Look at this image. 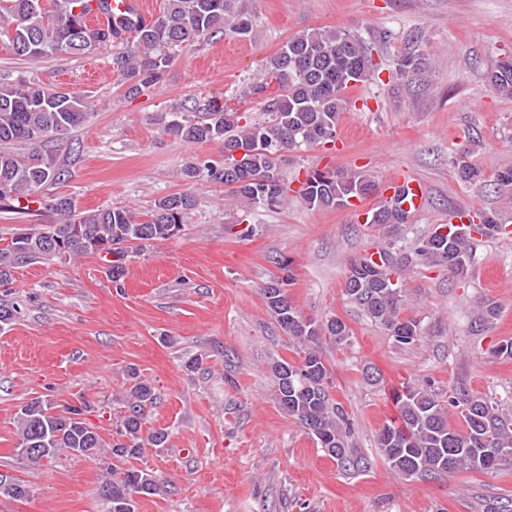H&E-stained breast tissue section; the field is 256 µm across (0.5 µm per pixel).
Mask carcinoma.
Here are the masks:
<instances>
[{"instance_id": "obj_1", "label": "carcinoma", "mask_w": 512, "mask_h": 512, "mask_svg": "<svg viewBox=\"0 0 512 512\" xmlns=\"http://www.w3.org/2000/svg\"><path fill=\"white\" fill-rule=\"evenodd\" d=\"M88 0H0V20L12 24L9 51L36 61L48 56H78L114 43H127L128 50L112 58V68L137 95L156 83L172 62L169 50L200 39L245 38L252 34V20L235 9L234 0H166L159 16L146 18L129 30V36L112 24L92 28ZM425 55L414 50L403 55L393 79L404 80L426 72ZM380 78L372 50L357 35L344 29H311L288 39L268 64L266 82L253 93L266 100L267 122L239 126L240 115L215 106L206 116L167 112L159 118L163 130L193 142L224 141L226 148H241L240 161L228 158L220 165L196 158L183 168L190 181L205 180L224 185L233 197L251 207H276L288 200V188L279 174L282 153L303 146L336 142L340 112L347 107L345 94L371 79ZM488 81L499 95L512 98V61L503 59L488 71ZM93 115L89 98L78 92H63L33 80L0 82V208L18 210L47 184L64 180L63 162L49 144L63 140L85 126ZM40 148L22 155L12 145ZM458 181L476 190L487 186L481 170L462 152L455 158ZM378 188L365 171L349 173L324 168L310 171L300 182L298 196L314 208L345 209L350 200L372 195ZM403 190L371 208L367 223L407 224L410 211L402 206ZM196 206L190 193H176L155 202L136 216L124 207L78 211L72 198L58 196L53 207L64 217L60 224L16 234L0 246V286L9 284L14 269L22 265L19 252L31 253L30 262L44 260L41 249L51 237L64 250L63 260L74 261L89 254H112L109 276L116 282L123 275L129 249H144L155 240L169 239L180 231L186 215ZM473 247L467 232L437 227L401 255L389 247L350 262L344 294L363 313L390 331L395 341L410 346L422 336L419 322L400 316L404 288L398 264L421 261L444 266L452 274H467ZM293 272L275 277L262 288L264 303L277 328L299 346L298 362L277 360L268 365L276 383L279 407L296 419L320 447L346 471L364 468L362 457L347 445L349 420L330 395L331 376L321 351L324 336L340 342L350 336L338 317L316 321L304 317L290 302L285 289ZM131 383L125 398V413L116 437L106 440L85 419L90 406L81 401L62 410L48 399L34 397L16 416L18 454L32 465L68 453L83 458H110L101 496L105 512H136V496L153 495L158 484L146 470L131 461L140 458L145 444L163 447L167 434L160 430L143 437L148 409L156 404L154 387L135 368L127 371ZM398 419L377 435V447L390 468L405 479L436 478L461 471L493 473L512 465V420L491 400L465 390L451 392L448 400L426 385H402L393 393ZM457 412L463 425L449 423ZM0 495L21 499L28 495L19 480L0 479Z\"/></svg>"}]
</instances>
